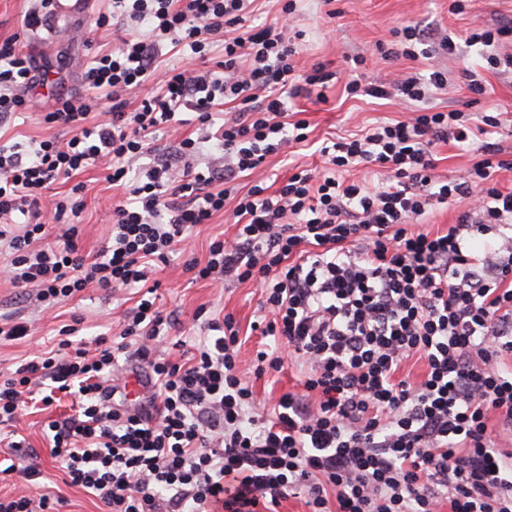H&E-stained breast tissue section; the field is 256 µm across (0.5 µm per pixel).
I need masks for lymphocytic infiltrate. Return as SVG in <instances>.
I'll list each match as a JSON object with an SVG mask.
<instances>
[{
  "instance_id": "1",
  "label": "lymphocytic infiltrate",
  "mask_w": 512,
  "mask_h": 512,
  "mask_svg": "<svg viewBox=\"0 0 512 512\" xmlns=\"http://www.w3.org/2000/svg\"><path fill=\"white\" fill-rule=\"evenodd\" d=\"M110 2L99 21L122 38L86 70L88 94L56 96L44 115L72 137L26 150L0 145V254L13 286L46 311L91 286L147 296L118 339L89 347L64 326L53 355L0 379V425L15 426L35 388L46 404L54 393L72 395L74 414L48 424L51 454L67 484L99 497L106 512H277L290 495L304 497L309 512H512V452L491 426L500 421L512 434V189L497 186L505 164L492 161L486 140L500 118L432 106L448 83L439 69L399 74L387 88L352 77L348 96L394 93L416 114L321 146L324 170L293 173L274 194L258 182L241 196L240 177L307 139L305 120H287L289 99L306 92L325 101L334 77L321 64L298 73L295 0L258 30L245 26L254 0ZM391 35L375 46L382 57L415 62L456 50L418 23ZM511 36L512 23L479 25L466 41L486 47L490 69L512 74V53L498 50ZM184 46L195 65L164 64V50ZM217 48L223 58L207 68ZM36 81L34 58L1 42V122L25 107ZM95 109L103 118L92 125ZM187 111L195 136L141 166L157 134L177 132ZM212 141L222 162L197 169L192 157ZM449 141L483 157L444 180L434 148ZM362 163L382 168L383 181L350 178ZM91 167L128 196L113 200L110 237L89 258L79 218ZM58 181L69 195L52 192ZM233 195L234 238L214 239L206 260L186 259L184 270L196 281L261 287L251 329L270 343L257 351L254 374L288 363L303 371L302 393L282 394L270 412L241 376L232 314L198 308L194 351L180 341L160 346L178 321L157 304L156 275ZM469 195L475 206L447 231L414 229ZM415 358L426 372L413 383L399 373ZM129 361L153 382L146 402L114 398Z\"/></svg>"
}]
</instances>
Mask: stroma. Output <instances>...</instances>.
<instances>
[{
	"label": "stroma",
	"instance_id": "35a3bbf8",
	"mask_svg": "<svg viewBox=\"0 0 512 512\" xmlns=\"http://www.w3.org/2000/svg\"><path fill=\"white\" fill-rule=\"evenodd\" d=\"M31 0H0V41L16 39L19 48L30 53L38 65L49 66L60 72L62 86L37 85L26 90L28 105L22 112L8 118L0 127V144H26L35 140L67 138V129L44 123L43 115L51 111L53 96L58 89L70 93H86L84 72L87 63L99 52L109 50L121 33L112 26H98L99 12L104 11L103 0H97L92 11L60 18L50 29L30 35L24 27V18ZM336 9V16H328V9ZM431 24L449 34L457 46L454 55L442 57L440 67L448 71V85L433 99L434 105L451 109H467L474 115H483L487 109L498 106L512 111V75H499L485 70L482 46L465 42L468 30L474 24L491 25L512 20V0H472L469 13L455 15L448 11V0H300L296 15L303 38L298 43L296 65L305 71L322 63L326 68L344 72L347 57L362 55L363 71L368 81L389 85L396 71L416 67L426 71L427 61L386 60L374 53L377 41L387 39L390 29L409 21ZM478 69L483 73L487 93L477 98L468 88L464 69ZM326 102L300 94L291 98L292 112L300 113L309 124L308 145H296L289 151L269 156L261 176L267 187L277 189L279 182L302 169L319 167L318 147L325 139L364 133L382 121L400 120L407 109L396 102L369 96L349 98L342 84L326 91ZM86 184L82 196L80 220L84 226L82 249L86 255H95L108 237L112 222L114 191L105 180L102 169L89 168L81 176ZM163 288L161 303L164 309L175 312L184 326L178 339L193 346L200 341V330L192 317L198 307H206L208 314L233 313L241 330L248 337L241 349V375L253 386L258 402L272 408L286 392L301 391L302 374L296 366H286L282 372L255 377L251 361L260 346L259 336L249 334L248 328L258 314L260 290L251 283L227 285L221 282L190 281L181 260H173L161 273ZM138 293L128 290L111 294L100 288H88L73 298L63 301L50 312L43 313L23 301L20 291L9 278L0 275V320L12 319L26 323L28 334L14 341L0 340V373L14 370L31 359L34 353L55 348L60 340L61 327L80 319L84 341L105 335H118L129 311L135 306ZM71 397L56 394L50 406L26 405L17 430L26 441L21 449L0 446V495L23 490L39 493H63L68 504L63 512H104L102 502L77 487L63 484L61 466L50 455V420L73 414ZM31 466L41 472L37 480L25 481L21 468Z\"/></svg>",
	"mask_w": 512,
	"mask_h": 512
}]
</instances>
